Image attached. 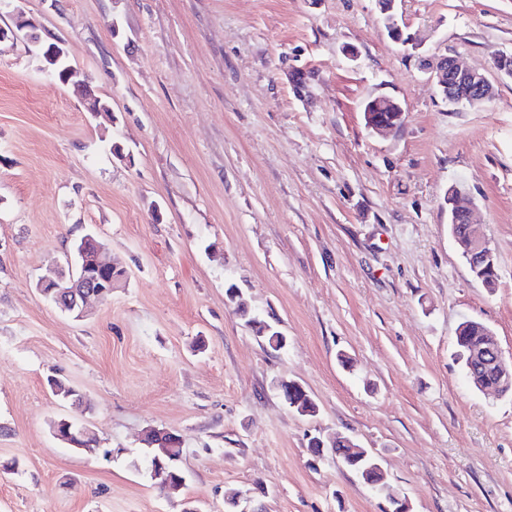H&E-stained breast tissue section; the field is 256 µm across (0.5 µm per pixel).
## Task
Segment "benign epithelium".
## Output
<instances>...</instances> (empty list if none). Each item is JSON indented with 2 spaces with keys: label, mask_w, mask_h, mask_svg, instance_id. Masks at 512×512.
Wrapping results in <instances>:
<instances>
[{
  "label": "benign epithelium",
  "mask_w": 512,
  "mask_h": 512,
  "mask_svg": "<svg viewBox=\"0 0 512 512\" xmlns=\"http://www.w3.org/2000/svg\"><path fill=\"white\" fill-rule=\"evenodd\" d=\"M380 12L386 17V24L394 34L403 33L395 10L396 0H377ZM7 11L14 16V26L0 27V44L25 38L35 48V54L44 62L42 70L64 84L78 85L84 89L83 99L92 96L90 85L79 78V71L68 61L67 53L61 43L44 44L34 32V25L24 13L13 5V0H0V11ZM421 69L435 80L442 99L457 108H473L493 99L495 90L488 79L480 72L461 65L453 56L420 57ZM404 110L401 104L387 96L376 97L366 108L367 127L373 131L391 134L397 132L403 124ZM462 189L453 184L445 192L444 201L448 205V223L463 224L465 229L452 237L463 248V255L474 266L493 269L497 265L496 255L489 242L476 235L471 209L462 204ZM94 253L92 266L79 273L74 269L61 266L55 277L39 280L37 290L45 297L52 296L57 308L81 318L85 314L87 302L91 298L100 301L112 295V290L120 287L127 279L122 272L110 276L112 262L107 259L104 243L89 235L84 240L83 252ZM457 331L466 336L477 334L484 337L472 345V363L470 380L482 386L487 372H492L502 386L512 387V358L506 359L494 334L483 324L476 327L459 324ZM276 389L282 396L299 393L305 397L308 391L298 382L280 378L275 381ZM310 447L324 454V449L332 453L342 465L349 466L352 453L362 452V459L367 461L364 469V482L373 485L374 480L384 478L383 470L377 456L366 448L344 436H333L326 440L319 436L310 438Z\"/></svg>",
  "instance_id": "1"
}]
</instances>
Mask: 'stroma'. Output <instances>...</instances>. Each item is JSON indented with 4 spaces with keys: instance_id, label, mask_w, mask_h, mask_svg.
Segmentation results:
<instances>
[{
    "instance_id": "stroma-1",
    "label": "stroma",
    "mask_w": 512,
    "mask_h": 512,
    "mask_svg": "<svg viewBox=\"0 0 512 512\" xmlns=\"http://www.w3.org/2000/svg\"><path fill=\"white\" fill-rule=\"evenodd\" d=\"M16 4L111 113L87 112L27 41L0 46V466L19 463L0 469V512H224L231 489L263 512H385L312 457L332 433L377 453L411 512H512V396L474 390L455 358L466 318L512 357V78L492 65L512 51V0H398L416 50L376 0ZM422 54L485 71L495 99L448 106ZM380 95L404 109L389 137L364 121ZM454 183L495 289L448 232ZM88 233L129 278L76 320L36 284ZM231 283L284 349L235 314ZM62 417L109 456L57 440ZM152 427L183 441L174 499L144 465Z\"/></svg>"
}]
</instances>
